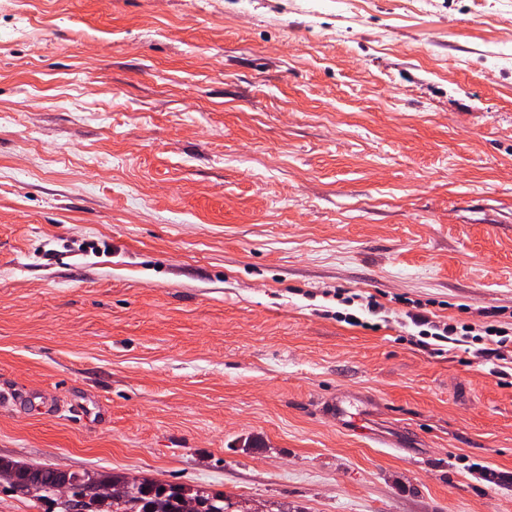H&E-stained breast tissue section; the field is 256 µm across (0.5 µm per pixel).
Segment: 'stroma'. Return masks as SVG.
<instances>
[{"mask_svg": "<svg viewBox=\"0 0 512 512\" xmlns=\"http://www.w3.org/2000/svg\"><path fill=\"white\" fill-rule=\"evenodd\" d=\"M419 307L512 327V0H0V458L512 512V344ZM409 318L414 326L426 327V329L419 330L416 335L422 339H432L437 342L446 343L464 342L469 345L491 344L499 347L506 346L508 342L512 344V336L509 338V334L503 328H497L494 325H488L483 330H480L479 333L473 334L475 330L468 325H462L458 328L456 325L444 320H432L422 312L412 313L409 315ZM494 337L498 339L496 340Z\"/></svg>", "mask_w": 512, "mask_h": 512, "instance_id": "stroma-1", "label": "stroma"}]
</instances>
